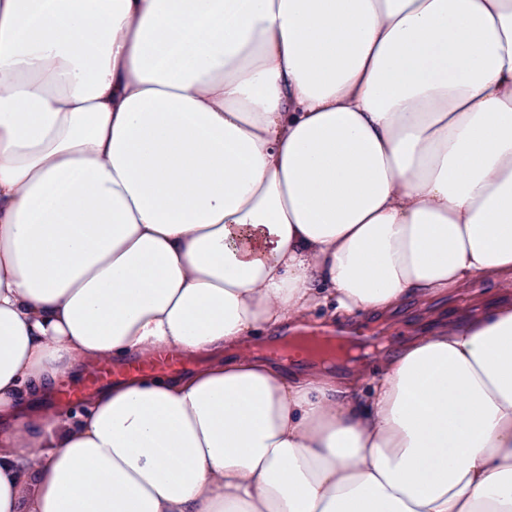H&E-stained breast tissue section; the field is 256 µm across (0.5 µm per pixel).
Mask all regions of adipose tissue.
Instances as JSON below:
<instances>
[{"label": "adipose tissue", "instance_id": "ef3b65f1", "mask_svg": "<svg viewBox=\"0 0 512 512\" xmlns=\"http://www.w3.org/2000/svg\"><path fill=\"white\" fill-rule=\"evenodd\" d=\"M0 512H512V0H0ZM467 302V300L462 298L448 296V301L447 299L435 301L430 304L427 309L415 304H408L400 311V314L395 317L396 321L399 323L396 325L394 331L383 328H370L365 326L362 322L359 324L355 336L362 339L370 337L378 339L365 351V353H372L381 343H383V345L389 343L391 341L390 336L408 333L414 327L422 326L428 319L429 310L434 309L445 316L448 314V317H454L466 310ZM127 361L123 362H112L110 361L108 364H111L114 367H119L125 365ZM107 363H103V365L97 368L93 374L87 380V386H99L106 384L112 381V378L120 376V375H136L139 373L146 372L147 369H171L177 366L178 359L171 354L161 353L156 358H154L149 363L143 362H132L128 364L126 367L117 369L114 368ZM117 381L113 380L112 382ZM112 382L101 387H94L89 389H95L90 392H95L97 390H101L107 388L112 385Z\"/></svg>", "mask_w": 512, "mask_h": 512}]
</instances>
